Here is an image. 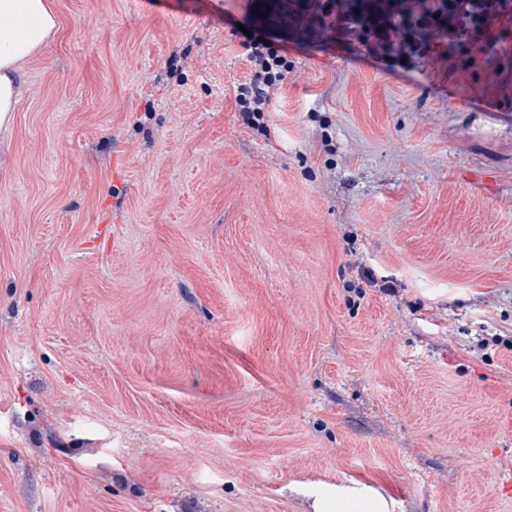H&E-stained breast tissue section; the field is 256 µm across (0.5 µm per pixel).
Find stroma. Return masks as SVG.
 Instances as JSON below:
<instances>
[{
	"label": "stroma",
	"mask_w": 512,
	"mask_h": 512,
	"mask_svg": "<svg viewBox=\"0 0 512 512\" xmlns=\"http://www.w3.org/2000/svg\"><path fill=\"white\" fill-rule=\"evenodd\" d=\"M47 2L0 134V512H512V0L380 58L265 0ZM248 31L291 63L261 129ZM495 489L503 496L512 494V448H499L489 460Z\"/></svg>",
	"instance_id": "1"
}]
</instances>
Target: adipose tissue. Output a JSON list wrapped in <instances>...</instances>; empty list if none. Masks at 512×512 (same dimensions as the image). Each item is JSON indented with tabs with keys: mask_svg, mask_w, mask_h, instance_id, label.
Wrapping results in <instances>:
<instances>
[{
	"mask_svg": "<svg viewBox=\"0 0 512 512\" xmlns=\"http://www.w3.org/2000/svg\"><path fill=\"white\" fill-rule=\"evenodd\" d=\"M57 31L46 0H0V129L12 126L23 64Z\"/></svg>",
	"mask_w": 512,
	"mask_h": 512,
	"instance_id": "ef3b65f1",
	"label": "adipose tissue"
}]
</instances>
